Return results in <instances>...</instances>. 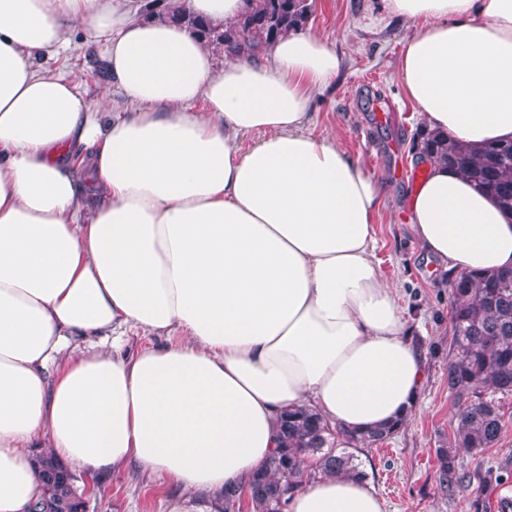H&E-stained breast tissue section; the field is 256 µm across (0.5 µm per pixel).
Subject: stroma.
<instances>
[{
    "label": "stroma",
    "instance_id": "obj_1",
    "mask_svg": "<svg viewBox=\"0 0 512 512\" xmlns=\"http://www.w3.org/2000/svg\"><path fill=\"white\" fill-rule=\"evenodd\" d=\"M308 26L334 43L342 60L336 79L312 104L314 133L336 136L340 145L382 183L374 223L378 271L400 288L427 362L422 398L410 420L384 443L355 450L354 461L385 502L386 512H498L512 499V394L499 399L505 427L492 448L465 456L468 474L454 496L438 494L434 450L447 441L457 406L448 391L451 342L448 273L426 260L408 221L407 197L417 176L413 143L423 125L398 74L407 22L377 23L380 0H308ZM50 66L89 101H103L120 118L132 109L103 63L104 47L80 27ZM87 512H171L188 500L194 512H217L215 492L182 491L170 481L133 467L97 477Z\"/></svg>",
    "mask_w": 512,
    "mask_h": 512
}]
</instances>
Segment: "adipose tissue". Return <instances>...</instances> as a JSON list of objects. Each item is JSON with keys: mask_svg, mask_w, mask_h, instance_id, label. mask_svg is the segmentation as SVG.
Here are the masks:
<instances>
[{"mask_svg": "<svg viewBox=\"0 0 512 512\" xmlns=\"http://www.w3.org/2000/svg\"><path fill=\"white\" fill-rule=\"evenodd\" d=\"M177 6L229 24L246 2ZM381 11L413 25L399 76L429 128L512 139V0ZM75 24L104 43L128 117L48 66ZM339 67L311 30L219 63L124 0H0V512L37 495V448L90 473L133 465L186 491L244 492L290 409L362 432L409 418L425 354L377 271L380 183L310 128ZM415 162L408 220L427 259L512 267V215L444 163ZM129 328L182 339L127 358ZM105 335L112 351L67 352ZM288 512L385 508L367 480L320 474Z\"/></svg>", "mask_w": 512, "mask_h": 512, "instance_id": "obj_1", "label": "adipose tissue"}]
</instances>
